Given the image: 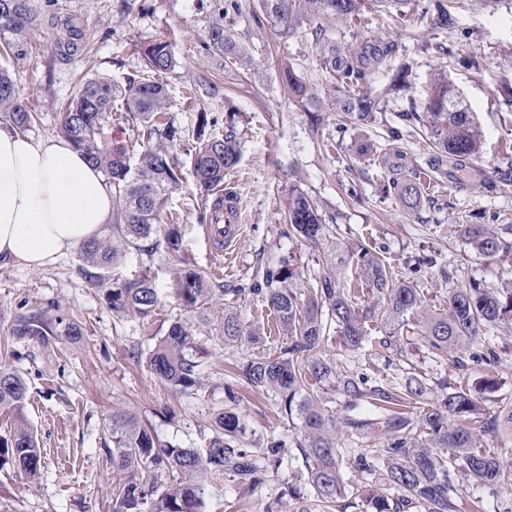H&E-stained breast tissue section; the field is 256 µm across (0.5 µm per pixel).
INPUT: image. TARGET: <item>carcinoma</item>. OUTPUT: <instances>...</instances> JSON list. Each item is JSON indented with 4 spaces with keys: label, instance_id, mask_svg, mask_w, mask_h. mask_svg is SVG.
<instances>
[{
    "label": "carcinoma",
    "instance_id": "carcinoma-1",
    "mask_svg": "<svg viewBox=\"0 0 512 512\" xmlns=\"http://www.w3.org/2000/svg\"><path fill=\"white\" fill-rule=\"evenodd\" d=\"M407 0H259L260 17L274 19L289 36L311 38L323 73L334 79L336 93L321 98L313 84L301 81L293 67H286L283 81L295 102L310 112L327 108L358 122L371 119L380 100L365 86L367 74L392 54L390 45L343 42L323 24L326 19L350 27L365 10L378 5L384 11ZM422 17L435 28H448L446 0H435L432 11ZM34 16L28 0H0V52L21 61L28 56V34ZM209 45L232 53L231 37L215 26ZM144 71L127 76L122 85L104 77L89 78L77 85L57 114L59 132L79 149L112 184V225L79 247L87 264L88 282L104 291L112 311L148 319L157 315L161 300L154 282L145 272L124 281H111V266L130 251L143 252L141 243L152 239L147 252L153 257L162 248L175 262V293L191 313L208 309L213 288L209 274L194 265L182 248L179 225L163 223L172 194L179 188L183 163L170 154L169 146L179 131L166 120L167 94L153 75L176 65L173 45L163 39L141 47ZM121 102L126 119L138 122L139 149L112 134V109ZM434 148L425 152L424 164L408 169L400 154L386 148L379 158L387 171L383 194L407 213L424 203L421 176L439 177L455 187L470 182V160L479 153L476 118L442 75L432 88L427 105ZM0 119L26 133L38 120L12 78L0 72ZM214 119L197 113V143L189 152L190 167L207 223L217 221L224 203L234 199L224 192V178L241 161L233 126L220 135L212 131ZM286 220L305 241L318 244L330 234V225L318 206L297 185L288 191ZM461 233L472 249L484 256L512 259V226L495 230L487 224H463ZM376 302L360 308L351 290L329 276L316 279L310 296L288 287L294 276L290 261L266 268L249 288L236 292L260 295L273 309L286 342L276 351L249 350L233 359V375L255 390L273 391L282 413L300 421V437L294 441L295 458L302 461L304 478L313 491L300 512H457L451 477L475 481L492 492L512 484V461L505 462L495 449L482 444L488 434L512 437V404L495 413L486 411L458 386L443 392L437 401L424 402L426 380L402 385L376 380L363 372L336 369V364L317 356V351L339 341L345 349L368 355L392 342L369 338L367 323L382 320L404 326L417 317L414 326L437 363L464 371L467 363L454 355L464 342L483 341V351L474 362L494 365L499 360L489 332L502 322H512V282L490 289L471 285L448 291L447 310L424 309L425 299L410 282L388 273L369 248L359 244L348 250ZM12 336L74 341L82 335L80 323L70 317L49 316L45 311L21 314ZM191 326L176 321L168 335L150 351L147 365L155 378L186 392L200 384V362L192 354ZM224 345L260 344L263 338L244 328L237 312L224 310ZM336 379V391L349 404L372 407L376 414L348 416L343 425L348 434L369 438L382 435L380 448H361L344 458L336 446V420L326 413L317 384ZM27 383L13 368L0 364V408L12 416L13 425L0 435V460L34 477L42 466L41 450L26 415ZM213 435L204 448H181L163 444L132 414L114 411L105 423L112 442V512H201L206 487L226 478L242 496L251 495L281 467L289 449L272 437L264 443L246 440L241 416L226 407L210 423ZM347 461L354 478L345 483L340 465Z\"/></svg>",
    "mask_w": 512,
    "mask_h": 512
}]
</instances>
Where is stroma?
Returning a JSON list of instances; mask_svg holds the SVG:
<instances>
[{"label": "stroma", "mask_w": 512, "mask_h": 512, "mask_svg": "<svg viewBox=\"0 0 512 512\" xmlns=\"http://www.w3.org/2000/svg\"><path fill=\"white\" fill-rule=\"evenodd\" d=\"M430 0H409L406 15L369 10L352 31L371 44L393 42L395 52L368 75V87L388 100L390 109L358 127L337 133L332 112L312 117L284 88L281 69L290 65L304 79L317 81L322 92L334 86L321 79L315 48L310 42L286 37L279 23H251L258 0H238L225 13L224 0H30L36 21L28 57L16 61L0 56L29 107L39 113L29 135L58 139L56 114L80 80L95 76L123 79L143 68L141 48L163 37L176 49V65L158 77L168 98L167 116L180 130L171 151L186 159L196 143V116L206 112L218 125L233 124L242 152L239 166L225 183L236 196L241 238L234 254L215 256L195 198L191 171L172 197L182 231L183 249L196 266L206 270L215 288L208 320L184 310L174 292L171 263L127 254L113 265V279L123 280L147 270L162 293L156 316L142 320L117 314L102 290L85 279L78 250H71L43 268L0 265V362L19 370L28 386L27 416L34 427L44 466L27 478L12 464L0 466V512H112V466L104 445V422L115 411L135 414L162 442L185 448L204 447L212 432L207 424L227 406V389L234 381L229 364L237 356L225 345L220 319L225 307L237 309L246 326L259 329L266 350L284 337L261 296L244 294L260 268L292 259L295 288L308 291L317 277L338 279L357 291L358 303L368 301L364 280L354 264L337 263V247L363 242L388 268L419 289L429 309L442 308L449 289L472 282L499 288L512 280V263L476 254L460 232L468 215L486 214L512 224V106L504 105L512 88V10L478 11L472 0H457L447 29L420 26L417 16ZM73 20L84 38L71 61L58 60L55 49L66 36L64 23ZM225 24L236 53L206 51L212 24ZM474 54L479 68L459 65L451 45ZM408 69L406 92L393 94L390 83L399 67ZM474 112L481 153L474 159L497 184L488 193L476 187L460 189L435 182L427 195L438 205L424 204L416 214L403 211L377 189L376 156L355 153L358 140L381 147L389 143L394 110L425 112L427 93L440 73ZM297 185L317 202L326 216H335L334 238L310 247L283 221L288 189ZM66 314L84 328L81 339L44 346L10 335L23 312ZM190 323L196 358L202 365L200 384L184 394L158 381L146 355L167 335L175 321ZM501 352L492 367L469 365L466 373L432 363L414 330L400 331L402 357L378 351L369 373L400 381L447 378L449 385L465 380L479 403L490 412L512 403V324L495 329ZM253 439L270 436L290 440L298 424L280 412L278 397L266 391L243 390L237 408ZM294 471L278 473L247 498H239L231 482L208 486L203 512H291L297 500L281 490L294 482Z\"/></svg>", "instance_id": "1"}]
</instances>
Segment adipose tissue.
Segmentation results:
<instances>
[{"instance_id":"ef3b65f1","label":"adipose tissue","mask_w":512,"mask_h":512,"mask_svg":"<svg viewBox=\"0 0 512 512\" xmlns=\"http://www.w3.org/2000/svg\"><path fill=\"white\" fill-rule=\"evenodd\" d=\"M112 221V187L65 140L0 124V264H53Z\"/></svg>"}]
</instances>
